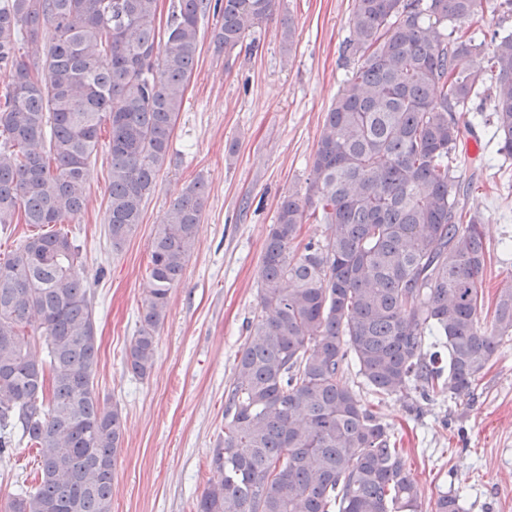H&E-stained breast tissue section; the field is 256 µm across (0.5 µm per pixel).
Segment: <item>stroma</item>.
<instances>
[{"mask_svg": "<svg viewBox=\"0 0 512 512\" xmlns=\"http://www.w3.org/2000/svg\"><path fill=\"white\" fill-rule=\"evenodd\" d=\"M352 8L353 0H276L270 18L228 55L213 43L217 16L200 19V59L167 160L141 224L118 252L104 223L105 148L91 158L87 207L61 230L79 245L89 285L100 343L95 387L122 412L112 512H196L218 479L212 458L237 353L259 313L267 231L281 199L304 193L324 116L350 75L342 46ZM458 158V175L472 184L460 204L484 219L483 289L491 303L512 278V158L468 139ZM199 176L208 192L202 231L170 292L153 368L140 378L125 354L149 286L150 244ZM376 410L408 452L426 512L451 489L464 494L467 512H512V340L502 342L470 395L439 393L418 411L392 395ZM36 468L26 444L0 456V495L31 485Z\"/></svg>", "mask_w": 512, "mask_h": 512, "instance_id": "obj_1", "label": "stroma"}]
</instances>
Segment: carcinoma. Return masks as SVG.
Masks as SVG:
<instances>
[{
  "label": "carcinoma",
  "instance_id": "obj_1",
  "mask_svg": "<svg viewBox=\"0 0 512 512\" xmlns=\"http://www.w3.org/2000/svg\"><path fill=\"white\" fill-rule=\"evenodd\" d=\"M275 0H177L165 33L158 0H0V227L37 229L0 262V455L25 439L35 485L0 512H112L123 443L118 407L94 386L95 318L80 250L42 231L87 206L89 161L103 126L111 182L105 223L121 250L166 162L200 55L199 18L230 53ZM481 0H354L344 53L356 68L325 113L304 197L269 226L259 308L227 393L220 472L197 512H423L421 490L390 429L346 378L378 397L468 395L504 338L512 288L483 323V218L459 208L448 159L465 115L489 90L492 138L512 155V31L484 54L472 26ZM51 23L42 53L17 56ZM199 178L172 204L150 245L140 325L126 365L153 366L169 294L202 231ZM324 243L298 248L302 226ZM47 359L31 358L27 336ZM440 495L432 512H464Z\"/></svg>",
  "mask_w": 512,
  "mask_h": 512
}]
</instances>
